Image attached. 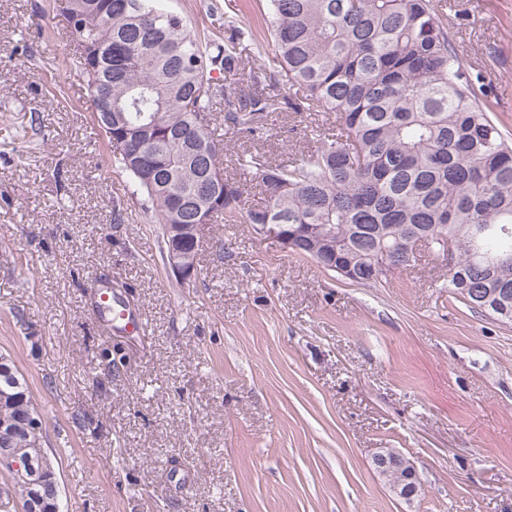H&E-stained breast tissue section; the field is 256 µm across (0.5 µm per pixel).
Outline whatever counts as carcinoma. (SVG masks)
Instances as JSON below:
<instances>
[{"label":"carcinoma","instance_id":"carcinoma-1","mask_svg":"<svg viewBox=\"0 0 512 512\" xmlns=\"http://www.w3.org/2000/svg\"><path fill=\"white\" fill-rule=\"evenodd\" d=\"M112 27V60L92 75L88 56L75 55L88 97L112 92L126 122L138 126L155 112L166 122L152 134L151 151L167 165L163 178L139 167L133 145L104 118L98 125L115 164L147 198L161 224H193L186 211L171 220L169 200L199 196L196 169L224 165L227 133L242 142L224 174V208L209 223L312 224L349 246L353 282L372 286L377 254L386 250L399 272L411 266L406 225L428 233L432 252L446 237L457 268L443 287L467 307L512 324V144L448 32L432 0H266L265 24L274 53L243 44L244 32L227 24L226 38L191 32L185 18L160 0H96ZM74 39L96 36L62 9ZM248 72L250 83L232 86L226 75ZM224 112L216 123L212 113ZM268 112H311L316 137L297 157L276 159L259 145L269 137ZM251 190L260 202L247 205ZM507 311V315L500 311ZM20 383L0 406L6 418L37 415L23 375L0 353ZM23 453H47L42 429L21 433ZM0 494L24 509V481L0 467Z\"/></svg>","mask_w":512,"mask_h":512}]
</instances>
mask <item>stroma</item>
<instances>
[{
    "label": "stroma",
    "mask_w": 512,
    "mask_h": 512,
    "mask_svg": "<svg viewBox=\"0 0 512 512\" xmlns=\"http://www.w3.org/2000/svg\"><path fill=\"white\" fill-rule=\"evenodd\" d=\"M448 29L512 133V0H453ZM223 35L228 0H162ZM0 0V352L24 375L62 512H512V326L421 256L375 286L250 225L205 226L196 281L112 164L61 21ZM308 114L273 112L270 156ZM122 221H114L115 212ZM136 313L110 320L96 302ZM417 468L405 502L373 466ZM388 451L390 450H396L393 448H387ZM387 450L385 448H381L380 451H378L374 457H373V463L377 470L379 472H382L384 470H387L388 468L397 466L399 464V459L395 456H391L388 454ZM401 454V453H400ZM401 458L404 459L402 463V468H405L406 466L413 465L406 457H404L401 454ZM399 466L387 471L384 473V477L386 482L389 484V487L394 492V488L400 486L404 482V476L406 469H402ZM407 478L406 483L410 482V484L405 488L402 496L405 498H412L416 494V486H415V478L417 475L416 469L415 471L409 470V468L406 471ZM412 490V492H411ZM421 483L418 484V493L412 498V499H405L401 496H399L397 493H395L398 497L404 499L405 501H412L414 498H417L419 494L421 493Z\"/></svg>",
    "instance_id": "1"
}]
</instances>
